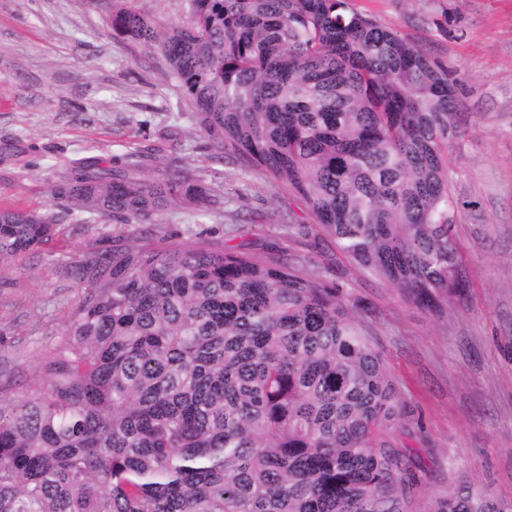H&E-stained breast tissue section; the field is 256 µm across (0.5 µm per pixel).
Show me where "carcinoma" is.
<instances>
[{
  "instance_id": "obj_1",
  "label": "carcinoma",
  "mask_w": 512,
  "mask_h": 512,
  "mask_svg": "<svg viewBox=\"0 0 512 512\" xmlns=\"http://www.w3.org/2000/svg\"><path fill=\"white\" fill-rule=\"evenodd\" d=\"M166 30L116 0L112 30L158 46L201 128L298 197L372 277L439 315L467 288L453 235L448 71L347 0H188ZM60 211L0 209V271L74 210L150 222L214 209L195 171L84 158ZM89 288L36 382L0 399V512H407L405 414L341 285L185 238L66 269ZM428 512H512L463 485Z\"/></svg>"
}]
</instances>
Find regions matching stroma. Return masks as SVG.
I'll return each mask as SVG.
<instances>
[{
	"mask_svg": "<svg viewBox=\"0 0 512 512\" xmlns=\"http://www.w3.org/2000/svg\"><path fill=\"white\" fill-rule=\"evenodd\" d=\"M166 29L189 22L187 0H131ZM448 71L463 134L452 148L454 234L468 286L435 317L358 268L328 240L311 248L289 222L303 202L241 158L219 153L159 50L117 35L113 0H0V209H49L73 161L138 165L154 177L171 159L220 197L217 210L173 208L151 224L84 214L0 273V396L39 376L86 296L65 267L99 248H153L197 234L336 281L389 366L418 450L409 512L461 484L512 502V0H349Z\"/></svg>",
	"mask_w": 512,
	"mask_h": 512,
	"instance_id": "stroma-1",
	"label": "stroma"
}]
</instances>
